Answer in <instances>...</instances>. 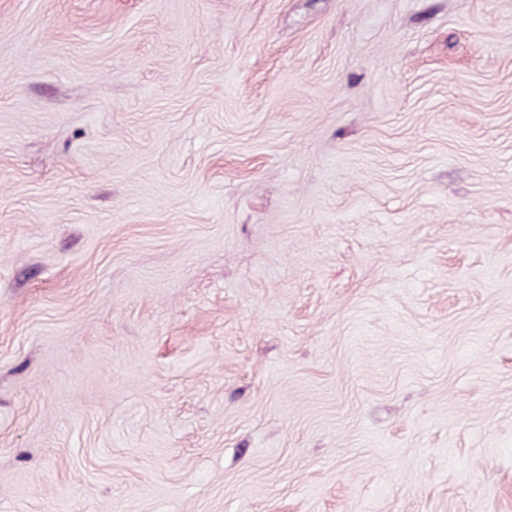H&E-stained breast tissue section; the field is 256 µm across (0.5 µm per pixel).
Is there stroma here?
I'll return each mask as SVG.
<instances>
[{"label":"stroma","mask_w":512,"mask_h":512,"mask_svg":"<svg viewBox=\"0 0 512 512\" xmlns=\"http://www.w3.org/2000/svg\"><path fill=\"white\" fill-rule=\"evenodd\" d=\"M0 512H512V0H0Z\"/></svg>","instance_id":"obj_1"}]
</instances>
